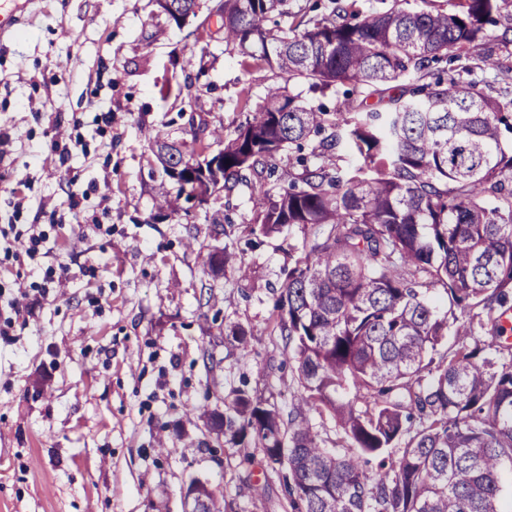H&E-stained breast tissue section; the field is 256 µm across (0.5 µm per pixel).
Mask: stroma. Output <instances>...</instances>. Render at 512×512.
Masks as SVG:
<instances>
[{"mask_svg":"<svg viewBox=\"0 0 512 512\" xmlns=\"http://www.w3.org/2000/svg\"><path fill=\"white\" fill-rule=\"evenodd\" d=\"M211 5L178 28L152 0H32L0 45V225L44 235L0 265V512H184L194 481L225 512H293L280 468L219 444L201 412L243 384L289 411L299 386L271 317L303 234L247 246L254 177L192 217L154 209L156 131L190 141L192 115L222 149L241 88L284 82L221 30L198 42ZM193 54L204 72L184 70ZM231 243L251 279L202 272L198 251Z\"/></svg>","mask_w":512,"mask_h":512,"instance_id":"1","label":"stroma"}]
</instances>
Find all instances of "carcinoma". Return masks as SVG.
<instances>
[{
	"mask_svg": "<svg viewBox=\"0 0 512 512\" xmlns=\"http://www.w3.org/2000/svg\"><path fill=\"white\" fill-rule=\"evenodd\" d=\"M507 7L392 0L365 11L328 0L311 15L289 0H219L211 9L225 46L314 92L342 93L331 108L284 85L253 109L246 96L224 163L208 170L207 190L227 196L250 175L273 179L253 198L249 234L304 232L274 307L300 386L290 410L239 390L224 415H209L225 441L285 469L294 512H503L512 359L497 362L506 347L478 336L499 332L512 298L503 139L512 101L473 75L497 67L481 47ZM446 57L458 62L453 74L426 81ZM189 126L190 150L154 138L168 177L210 148L207 126L192 117ZM228 266L248 276L232 244L202 258L206 273ZM434 286L449 311L428 300ZM316 414L339 427L331 448Z\"/></svg>",
	"mask_w": 512,
	"mask_h": 512,
	"instance_id": "carcinoma-1",
	"label": "carcinoma"
}]
</instances>
